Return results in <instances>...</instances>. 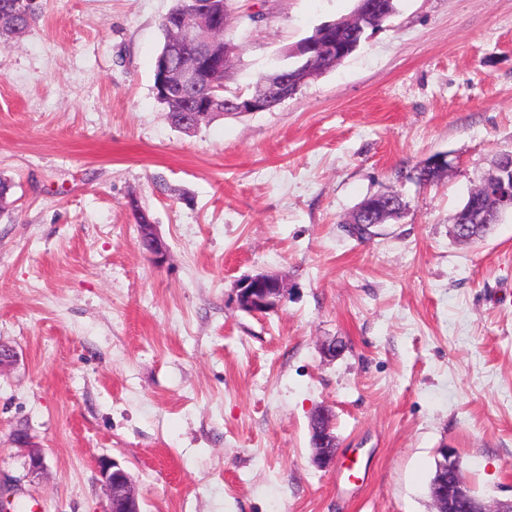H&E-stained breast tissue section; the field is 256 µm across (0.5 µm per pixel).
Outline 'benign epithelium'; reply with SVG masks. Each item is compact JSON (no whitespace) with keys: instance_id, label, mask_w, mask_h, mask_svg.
I'll list each match as a JSON object with an SVG mask.
<instances>
[{"instance_id":"benign-epithelium-1","label":"benign epithelium","mask_w":512,"mask_h":512,"mask_svg":"<svg viewBox=\"0 0 512 512\" xmlns=\"http://www.w3.org/2000/svg\"><path fill=\"white\" fill-rule=\"evenodd\" d=\"M221 9L199 13L195 10L181 13L175 18L176 39L174 46L159 55L154 90L157 94L170 96V92L181 90L185 93V107L189 112L221 111L226 115L264 112L271 109L275 101L282 102L294 96V88L288 76H282L270 92L248 98L243 102L234 99L207 95L200 98L198 93L200 75L203 71L225 70L226 61L232 50L224 45V25L220 21ZM336 24L330 22L312 39L297 44L289 54L309 63L316 57H325L336 51L333 32ZM452 168L448 154L437 153L427 158L419 169L430 181H438ZM480 197L488 200L497 214L512 213V164L496 173L485 174L478 184ZM399 203L386 192H378L358 210V222L350 221L352 229L367 230L376 216L387 210H395ZM472 214H461L454 223L452 233L466 239L472 236L474 225L470 224ZM142 249L157 265L164 263L168 247L158 233L155 224L137 225ZM285 292L282 279L273 274H259L242 281L237 288L239 307L252 314L274 310ZM311 447L313 462L319 469L329 468L334 460V448L329 443L328 433L333 429V416L325 409L314 416ZM14 441L26 447L25 477L40 479L46 471L43 449L30 443V437H18ZM98 474L105 491L103 512H143L134 480L117 461L103 457L98 462ZM16 484L12 480H0V512H14ZM432 496L437 512H512V499L493 504L476 496L462 476V464L456 449L443 445L437 449L435 473L432 482Z\"/></svg>"}]
</instances>
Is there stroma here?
I'll list each match as a JSON object with an SVG mask.
<instances>
[{"mask_svg":"<svg viewBox=\"0 0 512 512\" xmlns=\"http://www.w3.org/2000/svg\"><path fill=\"white\" fill-rule=\"evenodd\" d=\"M174 0H39L0 45V476L27 512H101L97 462L143 512H433L435 450L512 498V214L453 217L512 152V0H396L385 27L273 109L185 132L154 92ZM355 0H232L231 87L254 91ZM436 153L448 176L409 174ZM401 220L348 233L368 196ZM168 247L154 265L128 204ZM271 273L277 308H239ZM342 340L336 360L324 343ZM333 415L336 461L311 462ZM24 426L44 478L24 477ZM357 475L338 487L346 467ZM285 292L282 279L273 274H259L242 281L237 288L239 307L252 314L273 311ZM311 447L314 450L313 462L319 469L329 468L334 460V448L329 443L328 433L333 429V416L321 409L314 416Z\"/></svg>","mask_w":512,"mask_h":512,"instance_id":"35a3bbf8","label":"stroma"}]
</instances>
